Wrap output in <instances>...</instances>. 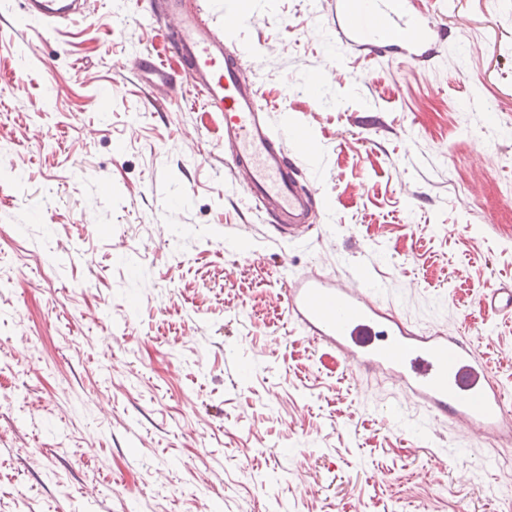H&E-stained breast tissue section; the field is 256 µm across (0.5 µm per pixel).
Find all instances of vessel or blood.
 <instances>
[{"label":"vessel or blood","instance_id":"vessel-or-blood-1","mask_svg":"<svg viewBox=\"0 0 512 512\" xmlns=\"http://www.w3.org/2000/svg\"><path fill=\"white\" fill-rule=\"evenodd\" d=\"M373 38L365 39L349 0H342V36L370 54L387 40L408 44V0H377ZM23 11L46 25L82 14L79 0H21ZM164 17L175 24L177 48L191 72L193 86L224 119V140L231 148L227 173L242 178L247 197L262 205L276 229L303 237L316 207L299 188L301 172L294 152L307 137L296 125L272 127L257 94L241 73L240 54L185 9L183 0H166ZM481 306L512 314V285L492 288ZM287 315L305 335L331 348L350 366L390 379L397 390L435 419H452L474 439L492 443L512 437V413L484 355L461 336L416 328L375 299L372 284L345 288L316 273L288 283Z\"/></svg>","mask_w":512,"mask_h":512}]
</instances>
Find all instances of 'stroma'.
Returning <instances> with one entry per match:
<instances>
[{
    "label": "stroma",
    "mask_w": 512,
    "mask_h": 512,
    "mask_svg": "<svg viewBox=\"0 0 512 512\" xmlns=\"http://www.w3.org/2000/svg\"><path fill=\"white\" fill-rule=\"evenodd\" d=\"M186 3L332 211L276 236L150 0L50 33L0 0V512H512L504 448L303 335L285 279L379 281L512 401V317L479 307L512 284V0H430L425 66L343 48L332 0Z\"/></svg>",
    "instance_id": "obj_1"
}]
</instances>
